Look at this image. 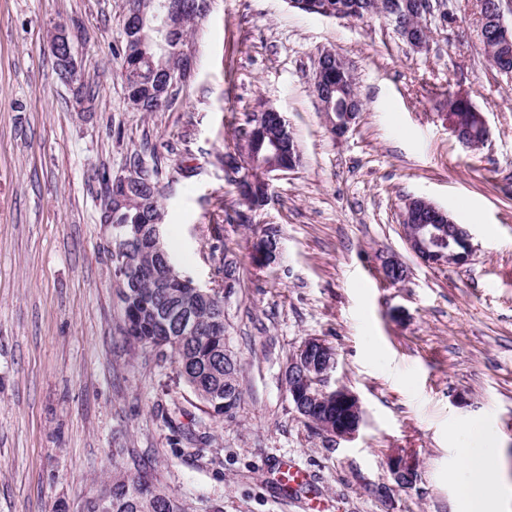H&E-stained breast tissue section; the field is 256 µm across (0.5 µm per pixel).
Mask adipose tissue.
<instances>
[{
    "instance_id": "1",
    "label": "adipose tissue",
    "mask_w": 512,
    "mask_h": 512,
    "mask_svg": "<svg viewBox=\"0 0 512 512\" xmlns=\"http://www.w3.org/2000/svg\"><path fill=\"white\" fill-rule=\"evenodd\" d=\"M498 434L485 419L458 426L453 434L457 490L469 503V512H499L512 499V478L495 477Z\"/></svg>"
}]
</instances>
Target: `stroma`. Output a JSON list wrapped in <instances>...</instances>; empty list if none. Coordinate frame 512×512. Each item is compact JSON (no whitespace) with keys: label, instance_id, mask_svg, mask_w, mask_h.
Listing matches in <instances>:
<instances>
[{"label":"stroma","instance_id":"35a3bbf8","mask_svg":"<svg viewBox=\"0 0 512 512\" xmlns=\"http://www.w3.org/2000/svg\"><path fill=\"white\" fill-rule=\"evenodd\" d=\"M427 50L383 20L314 17L287 0H209L190 39L176 102L140 112L112 53L123 0H0V512H80L113 465L152 473L190 512H468L452 479L450 432L474 418L503 441L512 473V74L478 40L477 0H444ZM74 41L92 109L80 111L49 42ZM350 67L363 109L344 136L313 92L320 55ZM468 96L491 137L463 150L447 102ZM275 107L302 154L272 182L252 226L237 223L224 154L245 114ZM156 160L163 236L201 285L236 263L224 301L242 364L230 416L205 413L174 364L125 341L103 177L130 155ZM423 197L466 224L470 263L428 266L408 249L401 213ZM276 226L275 265L253 264V227ZM409 269L392 285L382 257ZM308 337L337 353L329 388L356 393L365 424L332 441L295 411L283 380ZM206 434L207 444L185 443ZM121 456H113V449ZM418 459L393 490L387 457ZM308 484L291 491L277 464Z\"/></svg>","mask_w":512,"mask_h":512}]
</instances>
